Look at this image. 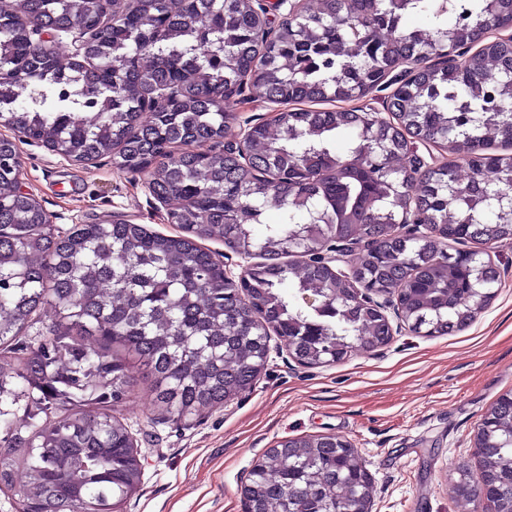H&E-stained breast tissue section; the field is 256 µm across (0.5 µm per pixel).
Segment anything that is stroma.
Segmentation results:
<instances>
[{
    "label": "stroma",
    "mask_w": 512,
    "mask_h": 512,
    "mask_svg": "<svg viewBox=\"0 0 512 512\" xmlns=\"http://www.w3.org/2000/svg\"><path fill=\"white\" fill-rule=\"evenodd\" d=\"M18 152L22 189L58 230L127 222L176 234L146 174L118 169L108 155L73 162L33 141L19 142ZM488 253L500 270L496 296L464 331L405 330L375 351L317 368L296 364L274 337L250 392L190 420L161 419L149 379L128 359L133 388L116 415L137 440L143 477L120 512H242L241 487L266 448L317 434L346 437L366 460L373 512H481L453 497L449 481L458 466L475 465L478 427L512 390V240Z\"/></svg>",
    "instance_id": "35a3bbf8"
}]
</instances>
